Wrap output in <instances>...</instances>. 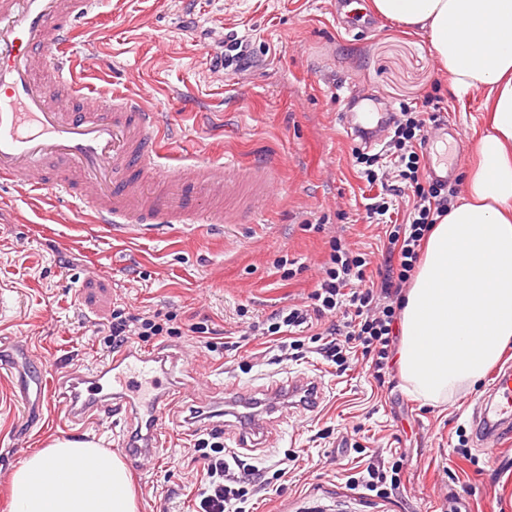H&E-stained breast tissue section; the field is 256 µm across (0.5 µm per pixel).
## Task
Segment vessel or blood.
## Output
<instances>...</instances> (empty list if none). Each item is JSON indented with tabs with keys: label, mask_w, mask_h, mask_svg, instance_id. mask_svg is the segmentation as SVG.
Returning a JSON list of instances; mask_svg holds the SVG:
<instances>
[{
	"label": "vessel or blood",
	"mask_w": 512,
	"mask_h": 512,
	"mask_svg": "<svg viewBox=\"0 0 512 512\" xmlns=\"http://www.w3.org/2000/svg\"><path fill=\"white\" fill-rule=\"evenodd\" d=\"M95 0H0V183L20 195L64 193L88 205L94 226L113 238L146 239L177 226L225 229L249 222L269 201L278 181L269 163L213 152L190 163L159 162L164 141L174 139L172 113L144 98L113 94L91 97L75 75L68 50L75 22ZM205 208H198L197 198ZM163 349L128 348L95 367L56 381L73 422L109 410L145 423L144 444L125 443V455L145 465L165 450L161 438L168 402L178 389L168 377ZM226 403L249 407L247 419L222 428L238 448L261 445L274 420L294 409L317 412L324 395L314 377L279 382L254 397L224 388ZM477 447L512 440V365L494 377L488 395L471 413Z\"/></svg>",
	"instance_id": "b4317fda"
}]
</instances>
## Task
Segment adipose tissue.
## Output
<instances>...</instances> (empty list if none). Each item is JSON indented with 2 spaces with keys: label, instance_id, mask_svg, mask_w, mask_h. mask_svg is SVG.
Returning <instances> with one entry per match:
<instances>
[{
  "label": "adipose tissue",
  "instance_id": "ef3b65f1",
  "mask_svg": "<svg viewBox=\"0 0 512 512\" xmlns=\"http://www.w3.org/2000/svg\"><path fill=\"white\" fill-rule=\"evenodd\" d=\"M428 39L458 96L482 94L478 161L435 224L402 313L406 391L438 405L482 378L512 342V0H371ZM12 512H139L121 457L59 438L10 479Z\"/></svg>",
  "mask_w": 512,
  "mask_h": 512
}]
</instances>
